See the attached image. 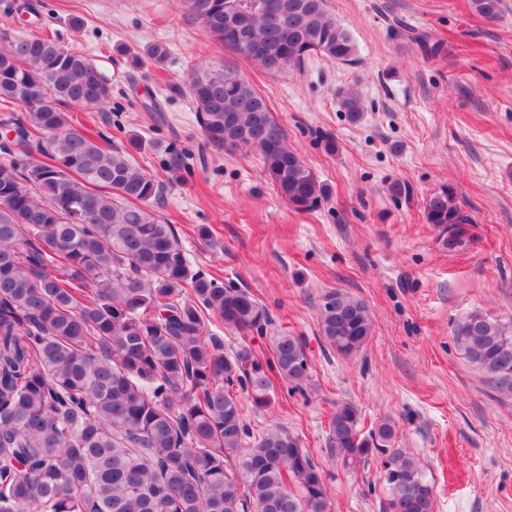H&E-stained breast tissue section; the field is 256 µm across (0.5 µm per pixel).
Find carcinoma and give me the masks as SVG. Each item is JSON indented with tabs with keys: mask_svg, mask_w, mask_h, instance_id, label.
Masks as SVG:
<instances>
[{
	"mask_svg": "<svg viewBox=\"0 0 512 512\" xmlns=\"http://www.w3.org/2000/svg\"><path fill=\"white\" fill-rule=\"evenodd\" d=\"M184 2L209 38L239 53L242 30L225 0ZM268 2L276 17L250 20L251 61L273 72L314 55L354 61L326 0ZM471 5L487 19L501 10V0ZM186 93L207 143L256 151L295 211L328 201V185L236 68L195 69ZM111 95L88 56L0 32V102L20 106L8 120L13 144L38 154L24 162L0 148V512H330L326 473L299 435L281 423L254 434L240 401L245 392L269 409L279 381L306 395L304 341L274 331L248 289L192 271L153 208L161 184L61 109L103 108ZM339 104L360 118L356 94ZM423 211L443 248L468 246L470 218L452 185H438ZM208 314L250 340L224 353ZM318 323L345 357L373 336L367 304L338 288L321 294ZM455 336L497 399L512 402V321L473 313ZM359 423L354 404L336 403L328 446L347 467L376 464L383 512H435L434 483L396 446L395 423L384 418L366 435Z\"/></svg>",
	"mask_w": 512,
	"mask_h": 512,
	"instance_id": "carcinoma-1",
	"label": "carcinoma"
}]
</instances>
